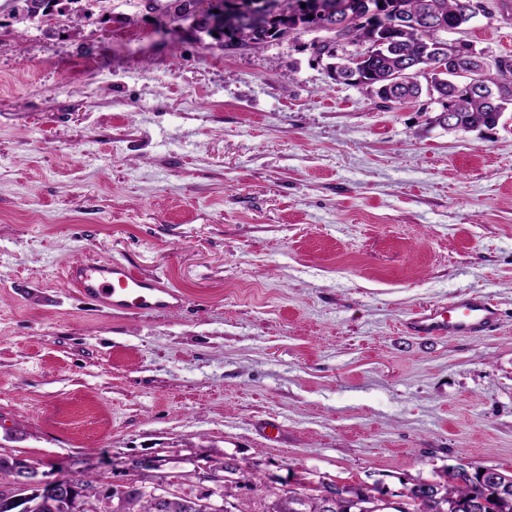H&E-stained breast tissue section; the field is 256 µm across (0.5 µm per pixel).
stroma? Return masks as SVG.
<instances>
[{
  "instance_id": "1",
  "label": "stroma",
  "mask_w": 512,
  "mask_h": 512,
  "mask_svg": "<svg viewBox=\"0 0 512 512\" xmlns=\"http://www.w3.org/2000/svg\"><path fill=\"white\" fill-rule=\"evenodd\" d=\"M166 2L0 8V456L114 486L158 459L195 494L231 459L253 512L302 484L512 473V110L450 132L335 82L312 32L228 48ZM485 3L459 37L492 61L512 0ZM112 258L183 308L64 286ZM468 292L492 332L406 331Z\"/></svg>"
}]
</instances>
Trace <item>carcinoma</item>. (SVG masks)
I'll list each match as a JSON object with an SVG mask.
<instances>
[{"instance_id":"obj_1","label":"carcinoma","mask_w":512,"mask_h":512,"mask_svg":"<svg viewBox=\"0 0 512 512\" xmlns=\"http://www.w3.org/2000/svg\"><path fill=\"white\" fill-rule=\"evenodd\" d=\"M26 8L15 15L19 20L36 15L42 5L60 4L62 0H24ZM236 0H222L223 25L217 29L203 21L199 29L208 33L217 30L227 45L259 46L270 39L320 25L325 16L308 18L301 5L312 0H241L262 5L259 15H247L226 9ZM332 15L341 17L357 13L362 24L346 27L337 33L339 40L321 46L317 54L327 60L333 79L342 84L364 86L370 89L382 106L394 108L434 94L444 98V108L452 115V124L446 130L468 132L482 126L498 124L504 112L512 106V58L501 57V66L494 81L480 91L471 89L468 80L461 78L453 85H428L415 75L411 80H398L404 70L414 71L441 54H448V40L444 34L462 28L472 21L465 0H325ZM401 15L404 24L394 27L388 20ZM362 60L356 70L350 69V57ZM224 468L232 476L224 485V509L216 510L207 494L191 496L173 489L160 499L134 487L122 493L112 488V502H107L104 487L91 476L64 474L61 479L72 485V493L63 497L39 493L30 487L9 491L0 490V512H12L9 502L18 495H28L31 512H250L247 502L238 490L252 482L255 474L231 461ZM481 467L471 466L463 474L450 465L444 470V481L434 486L422 485L416 480L408 488L405 500L399 506L386 501L387 491L377 484L361 485L336 490L328 497L329 488L308 493L291 489L272 501L263 512H470L469 506L483 502V512H512V474L505 481L491 484L480 474Z\"/></svg>"}]
</instances>
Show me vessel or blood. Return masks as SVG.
<instances>
[{
  "label": "vessel or blood",
  "instance_id": "obj_1",
  "mask_svg": "<svg viewBox=\"0 0 512 512\" xmlns=\"http://www.w3.org/2000/svg\"><path fill=\"white\" fill-rule=\"evenodd\" d=\"M66 280L89 302L125 314L172 311L185 302L183 293L161 277L136 273L118 259L73 262L66 270ZM497 322L498 311L485 296L466 293L444 306L420 308L407 328L417 336L474 337Z\"/></svg>",
  "mask_w": 512,
  "mask_h": 512
}]
</instances>
